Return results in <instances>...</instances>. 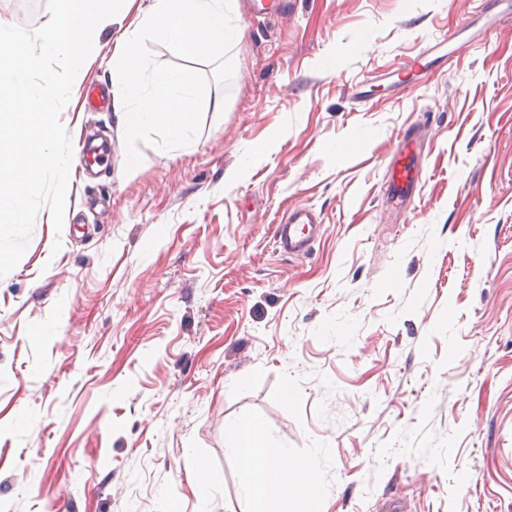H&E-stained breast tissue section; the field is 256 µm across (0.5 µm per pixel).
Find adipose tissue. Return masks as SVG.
I'll return each instance as SVG.
<instances>
[{
	"label": "adipose tissue",
	"mask_w": 512,
	"mask_h": 512,
	"mask_svg": "<svg viewBox=\"0 0 512 512\" xmlns=\"http://www.w3.org/2000/svg\"><path fill=\"white\" fill-rule=\"evenodd\" d=\"M231 451L240 461L244 512H319V494L308 478L310 464L274 445L258 419L243 417L230 426Z\"/></svg>",
	"instance_id": "ef3b65f1"
}]
</instances>
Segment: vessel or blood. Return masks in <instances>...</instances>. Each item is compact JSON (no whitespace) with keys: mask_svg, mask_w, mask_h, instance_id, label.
Returning a JSON list of instances; mask_svg holds the SVG:
<instances>
[{"mask_svg":"<svg viewBox=\"0 0 512 512\" xmlns=\"http://www.w3.org/2000/svg\"><path fill=\"white\" fill-rule=\"evenodd\" d=\"M482 11L489 27L512 25V0H484ZM425 150V140L417 128L407 129L399 141L396 155L388 166L387 197L393 207L405 209L413 202L421 177L418 161ZM318 218L312 209H292L284 223L275 225L273 238L277 247L291 254L308 253L318 236Z\"/></svg>","mask_w":512,"mask_h":512,"instance_id":"b4317fda","label":"vessel or blood"}]
</instances>
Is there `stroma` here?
<instances>
[{
    "mask_svg": "<svg viewBox=\"0 0 512 512\" xmlns=\"http://www.w3.org/2000/svg\"><path fill=\"white\" fill-rule=\"evenodd\" d=\"M238 2L191 147L126 170L85 100L112 88V25L61 113L111 159L0 278V512H242L243 416L310 462L322 512H512V30L476 0ZM451 30L465 48L399 83ZM410 123L429 142L398 211ZM298 206L323 224L305 257L273 239ZM425 140L417 127L408 128L401 139L396 155L388 165L387 198L397 210L414 201L421 177L418 161L425 150Z\"/></svg>",
    "mask_w": 512,
    "mask_h": 512,
    "instance_id": "stroma-1",
    "label": "stroma"
}]
</instances>
